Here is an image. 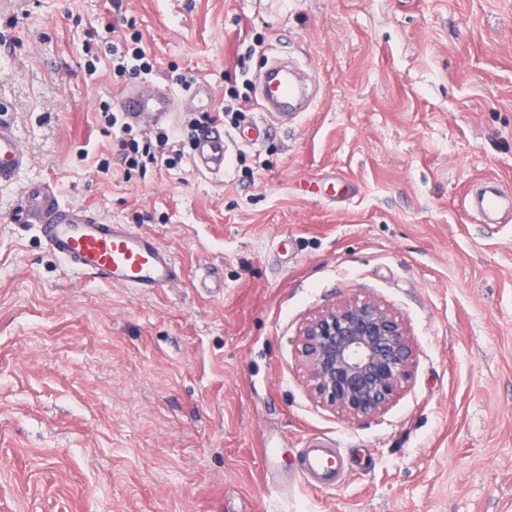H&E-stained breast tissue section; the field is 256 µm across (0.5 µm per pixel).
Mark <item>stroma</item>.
I'll return each mask as SVG.
<instances>
[{"label":"stroma","instance_id":"1","mask_svg":"<svg viewBox=\"0 0 512 512\" xmlns=\"http://www.w3.org/2000/svg\"><path fill=\"white\" fill-rule=\"evenodd\" d=\"M89 25L102 45L135 26L153 80L179 68L215 108L239 53L252 82L297 59L318 94L253 168L129 178L99 104L130 80L88 73ZM0 101L31 156L0 187V512H512V213L461 206L488 178L512 193V0H0ZM41 180L155 234L181 280L68 271L7 221ZM355 296L399 313L416 358L352 419L296 339ZM314 441L342 450L336 489L300 477Z\"/></svg>","mask_w":512,"mask_h":512}]
</instances>
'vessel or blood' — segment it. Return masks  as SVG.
Segmentation results:
<instances>
[{"label": "vessel or blood", "instance_id": "1", "mask_svg": "<svg viewBox=\"0 0 512 512\" xmlns=\"http://www.w3.org/2000/svg\"><path fill=\"white\" fill-rule=\"evenodd\" d=\"M121 111L132 122L169 124L175 119V96L168 85L153 83L149 93L132 89L118 94ZM312 103L307 86L286 62L273 61L261 90L260 106L275 118L308 110ZM229 147L224 126L215 123L193 148L192 164L202 176L223 175ZM29 165L7 106L0 103V185L14 183ZM464 209L475 210L485 224H496L512 209V197L500 191L497 183H487L479 198L465 196ZM11 221L25 227L37 225L48 250L75 274L88 276L112 286L134 288L153 294L170 287L182 276L181 267L170 248L156 236L130 224H112L90 207L59 201L49 181L27 186ZM341 451L318 443L302 449L300 472L315 488H334L339 484Z\"/></svg>", "mask_w": 512, "mask_h": 512}]
</instances>
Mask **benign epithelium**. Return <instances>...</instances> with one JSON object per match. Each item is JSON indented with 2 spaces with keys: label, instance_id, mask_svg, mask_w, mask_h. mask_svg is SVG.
<instances>
[{
  "label": "benign epithelium",
  "instance_id": "obj_1",
  "mask_svg": "<svg viewBox=\"0 0 512 512\" xmlns=\"http://www.w3.org/2000/svg\"><path fill=\"white\" fill-rule=\"evenodd\" d=\"M297 348L315 397L350 418L382 413L410 378L415 355L395 311L356 297L306 322Z\"/></svg>",
  "mask_w": 512,
  "mask_h": 512
}]
</instances>
